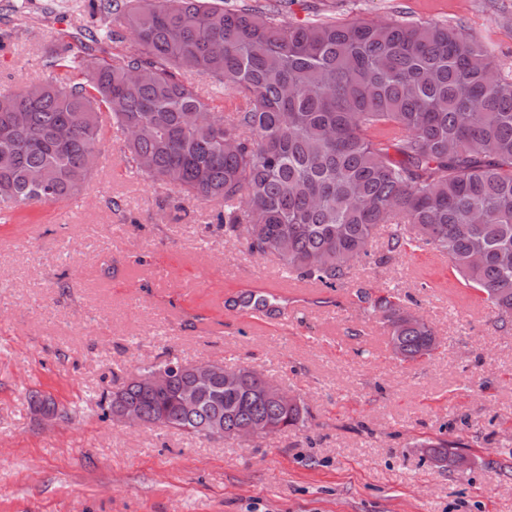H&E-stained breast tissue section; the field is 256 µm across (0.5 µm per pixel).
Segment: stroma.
<instances>
[{
    "instance_id": "35a3bbf8",
    "label": "stroma",
    "mask_w": 512,
    "mask_h": 512,
    "mask_svg": "<svg viewBox=\"0 0 512 512\" xmlns=\"http://www.w3.org/2000/svg\"><path fill=\"white\" fill-rule=\"evenodd\" d=\"M0 0V91L39 81L86 0ZM285 21L410 18L462 29L512 70V0H282ZM106 128L81 194L0 224V512H512V332L429 250L370 256L342 288L269 324L225 308L282 285L275 255L225 236L217 204L126 168ZM412 297L433 355L403 362L364 294ZM253 366L309 406L305 425L251 442L128 426L112 392L164 360ZM37 390L56 402L46 419ZM448 436L459 469L420 441Z\"/></svg>"
}]
</instances>
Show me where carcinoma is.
Listing matches in <instances>:
<instances>
[{
	"mask_svg": "<svg viewBox=\"0 0 512 512\" xmlns=\"http://www.w3.org/2000/svg\"><path fill=\"white\" fill-rule=\"evenodd\" d=\"M115 15L135 51L83 66L54 50L39 82L0 93V218L21 204L75 198L100 154L106 120L125 136V161L147 177L215 202L224 232L250 253L274 254L300 280L343 284L369 256L378 226L393 225L390 253L429 248L501 317L512 316V75L458 28L319 19L289 25L271 8L224 0H89ZM86 36V32H80ZM88 37V36H86ZM110 28L88 37L92 54ZM80 71L83 78L70 77ZM208 76L236 97L215 112L184 79ZM409 226L413 234L404 232ZM398 357L438 347L423 317L393 293L365 296ZM166 392L131 380L109 411L205 437L267 424L278 433L305 421L307 406L263 394L251 369L200 388L190 365L166 360ZM454 442L421 447L448 461Z\"/></svg>",
	"mask_w": 512,
	"mask_h": 512,
	"instance_id": "obj_1",
	"label": "carcinoma"
}]
</instances>
